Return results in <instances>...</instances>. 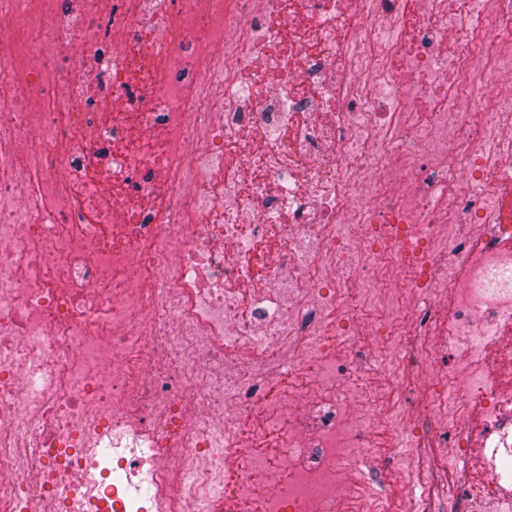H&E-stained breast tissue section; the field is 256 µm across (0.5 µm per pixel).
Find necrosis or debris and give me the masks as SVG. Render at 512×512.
Returning a JSON list of instances; mask_svg holds the SVG:
<instances>
[{
  "mask_svg": "<svg viewBox=\"0 0 512 512\" xmlns=\"http://www.w3.org/2000/svg\"><path fill=\"white\" fill-rule=\"evenodd\" d=\"M511 75L512 0H0V512H512Z\"/></svg>",
  "mask_w": 512,
  "mask_h": 512,
  "instance_id": "obj_1",
  "label": "necrosis or debris"
}]
</instances>
